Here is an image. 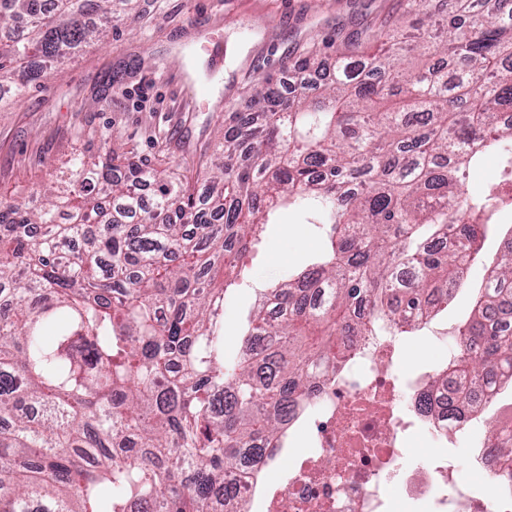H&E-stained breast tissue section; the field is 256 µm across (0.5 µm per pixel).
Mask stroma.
Segmentation results:
<instances>
[{
  "instance_id": "obj_1",
  "label": "stroma",
  "mask_w": 512,
  "mask_h": 512,
  "mask_svg": "<svg viewBox=\"0 0 512 512\" xmlns=\"http://www.w3.org/2000/svg\"><path fill=\"white\" fill-rule=\"evenodd\" d=\"M402 11V0H136L131 14L116 19L107 44L88 46L61 72H47L40 87L0 109V193L40 205L63 164L97 149L112 132L147 157L166 148L173 160H195L217 146L221 112L249 111L258 81L286 78L289 61L300 54L331 40L359 41L365 28L392 22ZM197 28L223 43L224 72L207 98L181 104L174 87L188 63L208 61L193 41ZM511 232L512 212L502 211L481 260L468 270L467 288L422 336L403 337V374L447 361L452 334L469 317L471 290ZM325 247L322 229L306 223L300 211L283 210L268 225L241 272L243 287L224 301L225 351L237 352L256 289L302 270Z\"/></svg>"
}]
</instances>
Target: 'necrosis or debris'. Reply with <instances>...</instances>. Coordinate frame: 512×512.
<instances>
[{"label": "necrosis or debris", "mask_w": 512, "mask_h": 512, "mask_svg": "<svg viewBox=\"0 0 512 512\" xmlns=\"http://www.w3.org/2000/svg\"><path fill=\"white\" fill-rule=\"evenodd\" d=\"M400 339L392 331L363 338L347 348L336 374L323 381L312 409L291 421L309 439L278 480L268 471L275 451L234 472L237 495L224 512H389V486L429 512H512V487L498 479L495 451L471 443L468 468L492 480L491 493L460 480L450 450L473 429L468 413L446 417L423 409L428 373L403 377ZM428 429L439 445L427 460L409 462L405 435Z\"/></svg>", "instance_id": "1"}]
</instances>
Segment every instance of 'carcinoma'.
<instances>
[{"mask_svg": "<svg viewBox=\"0 0 512 512\" xmlns=\"http://www.w3.org/2000/svg\"><path fill=\"white\" fill-rule=\"evenodd\" d=\"M512 0H406L359 59L338 44L315 92L265 79L224 113L218 156L150 159L112 136L40 208L0 197V512H216L224 474L281 442L333 348L448 307L508 205L462 187L494 153L512 178ZM114 0H0V102L105 36ZM320 59L291 63L302 80ZM328 249L258 293L224 357V298L279 209ZM460 236L448 240V225ZM319 329L317 345L302 326ZM448 363V415L512 386V243L488 267ZM487 447L512 478V428Z\"/></svg>", "mask_w": 512, "mask_h": 512, "instance_id": "carcinoma-1", "label": "carcinoma"}]
</instances>
